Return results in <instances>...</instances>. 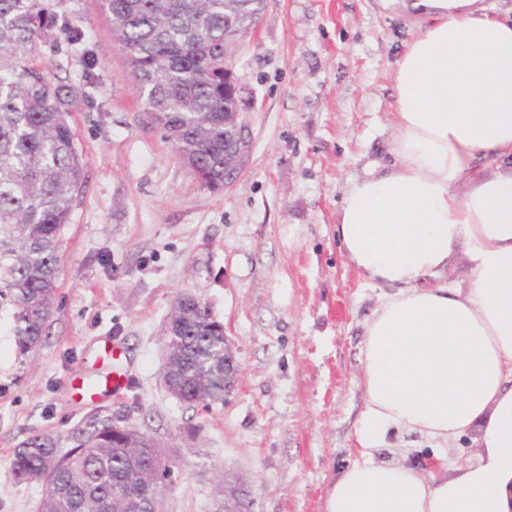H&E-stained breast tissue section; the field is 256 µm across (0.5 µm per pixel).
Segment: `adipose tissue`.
Returning <instances> with one entry per match:
<instances>
[{"label":"adipose tissue","instance_id":"adipose-tissue-1","mask_svg":"<svg viewBox=\"0 0 512 512\" xmlns=\"http://www.w3.org/2000/svg\"><path fill=\"white\" fill-rule=\"evenodd\" d=\"M400 2L420 24L394 70L395 161L350 183L337 220L348 263L389 292L361 349L358 456L326 512H512V16ZM458 248L466 287L437 284ZM469 430L479 460L452 472L374 457L395 431L444 446Z\"/></svg>","mask_w":512,"mask_h":512}]
</instances>
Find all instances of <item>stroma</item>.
Instances as JSON below:
<instances>
[{"mask_svg":"<svg viewBox=\"0 0 512 512\" xmlns=\"http://www.w3.org/2000/svg\"><path fill=\"white\" fill-rule=\"evenodd\" d=\"M49 2L43 56L85 92L71 117L85 185L41 345L21 353L0 304V466L32 433L68 449L121 418L173 455L165 512H224L226 481L250 512H325L355 456L365 322L387 292L347 263L337 212L353 179L394 160L393 72L418 18L395 0H264L233 62L251 150L212 192L146 114L100 0ZM186 295L223 324L239 365L237 390L207 409L163 380L169 313ZM106 337L130 385L73 403L75 376L104 373ZM473 438L437 450L398 431L376 457L473 464ZM42 494L0 473V512H37Z\"/></svg>","mask_w":512,"mask_h":512,"instance_id":"1","label":"stroma"}]
</instances>
